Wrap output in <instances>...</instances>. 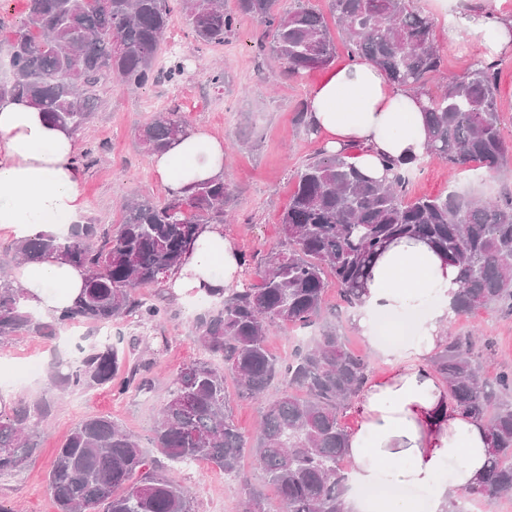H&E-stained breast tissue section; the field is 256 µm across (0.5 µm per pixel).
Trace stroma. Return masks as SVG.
Here are the masks:
<instances>
[{"label":"stroma","instance_id":"stroma-1","mask_svg":"<svg viewBox=\"0 0 512 512\" xmlns=\"http://www.w3.org/2000/svg\"><path fill=\"white\" fill-rule=\"evenodd\" d=\"M170 30L178 34L191 58L181 81L135 89L108 81L103 84L102 103L89 129L79 136L80 150L92 148L99 155L97 162L84 168L83 215L99 224H115L121 219L119 204L125 198L166 197V188L153 173L151 156L143 152L137 139L139 126L150 116L143 104L153 99L161 107L179 109L191 126L205 127L223 138L225 178L234 189L229 208L235 215L234 221L225 222L224 230L237 250L252 254L255 263H264L281 243L280 216L294 192L296 169L321 153L309 124L297 121L296 114L324 73L317 70L297 80L284 78L280 67L268 66L255 48L256 24L248 18L223 45L203 49L188 35L181 14H174ZM217 66L225 75L221 86L210 81V72ZM473 185L487 197L512 193V163L484 174L476 184L469 172L451 169L432 156L410 173L407 196H436ZM140 293L165 308L164 320L146 330L116 323L112 333L123 337L130 361L149 363L151 391L132 389L120 394L103 387L67 393L41 432L38 457L12 475L0 477L1 505L16 512H57L47 483L48 471L74 421L85 415L110 416L141 440L149 459H156L149 438L167 388L177 370L200 357L202 351L190 335L197 313L195 300L171 299L163 288L154 286L141 288ZM339 302L338 287L329 286L325 306L336 311V325L348 347L367 357L372 375H384L387 365L372 355L351 326L349 313L338 311ZM450 328L478 336V351L488 376L512 369V314L476 312L451 321ZM94 339V333L81 323L70 326L55 340L16 337L10 344L0 345V381L12 382L17 398H37L49 387L53 354L76 357L79 348ZM176 476L193 499L195 512H241L238 482L208 461L178 469Z\"/></svg>","mask_w":512,"mask_h":512}]
</instances>
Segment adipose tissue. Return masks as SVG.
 <instances>
[{"label": "adipose tissue", "instance_id": "1", "mask_svg": "<svg viewBox=\"0 0 512 512\" xmlns=\"http://www.w3.org/2000/svg\"><path fill=\"white\" fill-rule=\"evenodd\" d=\"M444 34L486 63L512 57V16L483 6L448 15ZM428 97L389 82L370 61L331 69L306 97L308 122L324 149L362 151L354 159L381 180L417 167L429 152ZM78 136L54 126L26 100L0 99V233L17 241L41 232L66 233L84 211V171ZM171 194L224 172V142L205 128L175 138L151 159ZM241 270L223 225L199 228L183 263L164 282L169 296L203 295L235 284ZM27 309L52 319L71 305L84 269L59 258L25 263L14 272ZM459 288L454 268L422 242L403 239L376 260L360 304L352 311L359 336L386 362L350 405L357 426L347 437L351 489L346 512H445L451 497L477 484L489 461L486 425L450 406L448 388L432 368L446 340ZM400 327L411 318L414 337L403 347L380 342L378 321Z\"/></svg>", "mask_w": 512, "mask_h": 512}]
</instances>
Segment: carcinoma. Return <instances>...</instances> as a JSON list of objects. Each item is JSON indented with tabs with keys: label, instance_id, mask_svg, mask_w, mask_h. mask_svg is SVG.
<instances>
[{
	"label": "carcinoma",
	"instance_id": "carcinoma-1",
	"mask_svg": "<svg viewBox=\"0 0 512 512\" xmlns=\"http://www.w3.org/2000/svg\"><path fill=\"white\" fill-rule=\"evenodd\" d=\"M177 2L189 34L200 46L220 45L241 19L257 25L255 47L279 62L290 78L328 66L336 41L324 15L308 0H26L12 27L9 68L0 97L30 100L48 118L83 133L99 101V84L138 88L177 82L190 57L163 50L172 5ZM349 58L368 59L393 82L426 91L442 55L433 21L414 0H328ZM500 71L472 63L448 80L441 95H428L431 154L452 168L478 163L498 170L512 157L497 109ZM189 128L175 110L155 113L139 130L153 154ZM408 177L390 182L364 177L347 155H322L297 171L296 188L280 218L281 249L264 267L239 253L243 271L259 278L209 292L216 307L200 313L191 334L206 356L176 372L153 429L162 457L147 465L138 438L106 416L80 420L57 449L48 474L57 512H194L192 498L173 471L207 460L237 479L244 512H271L242 466L244 450L278 490V512H344L349 464L344 411L364 386L369 363L345 346L327 319L325 295L336 280L342 308L359 302L378 253L396 239L418 238L457 269L453 309L466 316L499 308L512 312V195L496 199L450 191L407 198ZM232 195L224 179L198 183L191 194L127 200L117 224H73L67 236L41 233L12 244L14 258L38 262L53 254L87 271L75 303L51 321L24 309L25 295L0 274V343L20 334L52 337L74 323L97 329L132 320L147 328L166 311L135 297L156 285L181 261L201 224L224 223ZM317 328L314 344L288 360L275 358L266 336L275 326ZM123 339L100 338L79 355L54 366L48 394L0 409V476L31 460L43 424L72 389L109 386L147 389L127 365ZM475 337L448 335L433 366L448 386L454 408L483 421L491 438L490 460L479 486L458 497L451 512H467L480 498L490 504L512 493V370L489 378L474 355ZM238 398L260 403L256 433L237 427L226 377ZM279 396L267 397L273 383Z\"/></svg>",
	"mask_w": 512,
	"mask_h": 512
}]
</instances>
